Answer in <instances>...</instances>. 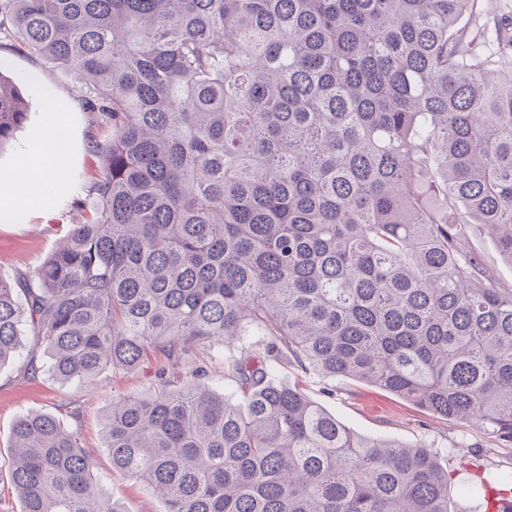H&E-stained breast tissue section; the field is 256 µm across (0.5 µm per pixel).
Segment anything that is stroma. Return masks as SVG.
<instances>
[{
    "label": "stroma",
    "mask_w": 512,
    "mask_h": 512,
    "mask_svg": "<svg viewBox=\"0 0 512 512\" xmlns=\"http://www.w3.org/2000/svg\"><path fill=\"white\" fill-rule=\"evenodd\" d=\"M0 72L14 80L29 100L28 126L15 141L0 150V175L22 162L21 150L31 128L44 120L42 92L60 97L63 129L68 133L64 156L65 190L48 204L22 211L0 207V273L31 272L63 243L70 225L81 223L77 206L87 194V178L98 166L88 143L98 131L95 113L84 104L83 82L77 76L54 70L39 55L0 44ZM466 248L478 252L504 288H512V263L503 259L493 236L482 224L468 227ZM154 363L132 374L104 372L92 378L61 384L39 374L30 378L21 362L0 367V512H21L5 466L10 456L13 422L29 413L55 415L67 428H80L84 448L95 459L97 489L104 501L121 512H162L163 505L143 483L124 479L112 471V463L101 436L103 414L113 395L138 394L154 380ZM274 380L300 387L313 401L357 433L374 438L422 444L437 450L459 447L447 464L455 470L448 489L451 512H486L481 497L465 491L475 473L493 479L499 471L512 468V439L502 436L488 423L444 419L432 415L376 386L351 379L332 380L306 374L284 363L276 368Z\"/></svg>",
    "instance_id": "35a3bbf8"
}]
</instances>
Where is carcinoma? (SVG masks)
Instances as JSON below:
<instances>
[{
    "label": "carcinoma",
    "mask_w": 512,
    "mask_h": 512,
    "mask_svg": "<svg viewBox=\"0 0 512 512\" xmlns=\"http://www.w3.org/2000/svg\"><path fill=\"white\" fill-rule=\"evenodd\" d=\"M481 0H0V36L82 75L102 117L83 223L0 274V366L64 384L156 364L112 397V471L165 512H449L420 445L361 435L270 374L376 385L512 438V16ZM466 22H461L462 17ZM29 120L0 75V150ZM224 347L227 391L200 356ZM21 512H121L77 432L11 429ZM467 249L478 252L503 288H512V264L500 256L493 236L484 224H468Z\"/></svg>",
    "instance_id": "obj_1"
}]
</instances>
